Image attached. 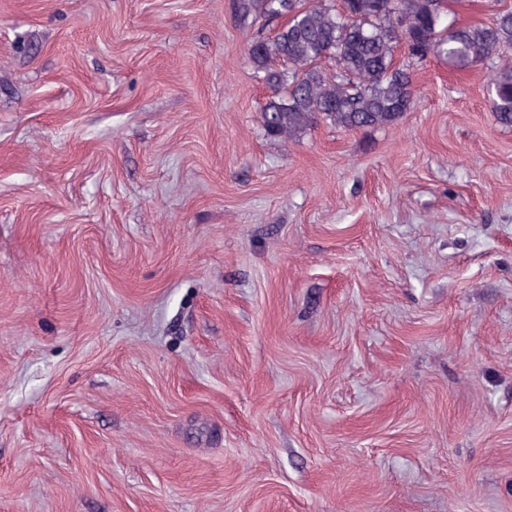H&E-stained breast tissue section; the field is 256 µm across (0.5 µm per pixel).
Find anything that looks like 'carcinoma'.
<instances>
[{"instance_id": "cac0c4a2", "label": "carcinoma", "mask_w": 512, "mask_h": 512, "mask_svg": "<svg viewBox=\"0 0 512 512\" xmlns=\"http://www.w3.org/2000/svg\"><path fill=\"white\" fill-rule=\"evenodd\" d=\"M253 23L262 30L288 22L269 37L251 41L248 59L272 95L262 107L267 136L291 139L322 121L337 128H381L411 110L406 88L410 65L395 63L404 46L408 58L433 54L460 67L489 64V89L496 121L512 127V10L489 21L459 26L446 0H249ZM410 27L398 31L393 17Z\"/></svg>"}]
</instances>
